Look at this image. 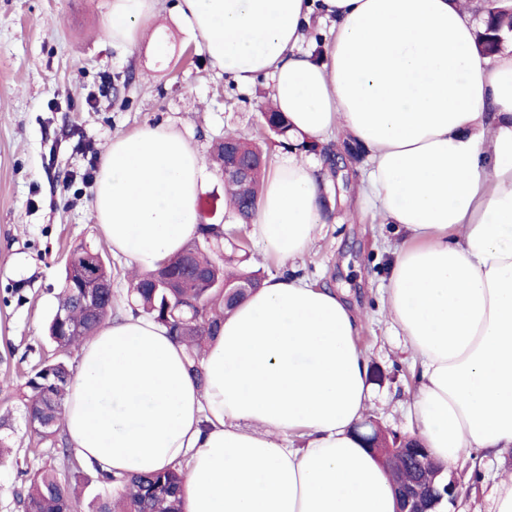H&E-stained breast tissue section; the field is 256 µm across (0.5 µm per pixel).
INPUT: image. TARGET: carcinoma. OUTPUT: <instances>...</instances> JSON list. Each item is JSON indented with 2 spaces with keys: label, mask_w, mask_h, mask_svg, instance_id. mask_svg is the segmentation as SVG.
Returning a JSON list of instances; mask_svg holds the SVG:
<instances>
[{
  "label": "carcinoma",
  "mask_w": 512,
  "mask_h": 512,
  "mask_svg": "<svg viewBox=\"0 0 512 512\" xmlns=\"http://www.w3.org/2000/svg\"><path fill=\"white\" fill-rule=\"evenodd\" d=\"M486 12L484 27L476 32V47L480 54L492 55L512 35V6H493ZM262 117L266 131L278 137L279 146L285 150L293 148L282 113L270 106L262 112ZM228 145L243 158L267 154L265 142L226 130L215 141L210 154L211 161L221 171ZM298 150L322 155L326 181L336 180V141L306 140L298 144ZM263 176V166L256 165L247 181H224L228 212L244 226L256 216ZM72 254L78 256V263L64 269L58 306L48 326V338L61 356L44 362L28 376L25 395L26 415L36 421L32 433L41 441L60 446L64 454L68 445L60 431L71 377L67 359L115 312L114 301L108 296L94 302L91 309L81 302L84 261L94 259L98 251L81 244ZM248 259L249 251L241 237L233 236L221 223L200 224L196 236L178 255L149 273L127 274V295L133 303L132 310L139 309L149 315L167 329L176 343L184 346L189 370L200 384L204 383L200 367L203 352L219 335L224 315L260 287L264 279L259 269L240 268ZM245 284L249 285L247 293L235 291ZM388 442L395 447L390 470L393 480L407 487L431 490L434 475L446 466L432 460L426 451L415 454L400 451L399 446L409 443L406 435L395 434ZM79 481L77 473L63 476L54 468L35 471L25 496L20 499L23 512H69L74 508L73 497ZM182 483L183 473L176 469L114 477L116 498L99 502L93 512H183Z\"/></svg>",
  "instance_id": "1"
}]
</instances>
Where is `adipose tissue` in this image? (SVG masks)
<instances>
[{"label":"adipose tissue","mask_w":512,"mask_h":512,"mask_svg":"<svg viewBox=\"0 0 512 512\" xmlns=\"http://www.w3.org/2000/svg\"><path fill=\"white\" fill-rule=\"evenodd\" d=\"M156 0H112L105 28L135 46ZM180 20L239 88L269 79L295 135H352L361 194L404 232L383 309L418 360L407 410L432 456L512 447V45L475 46L458 0H182ZM330 22L320 56L302 44ZM320 163H269L252 233L285 262L319 233ZM205 179L180 131L114 137L94 215L114 255L148 272L200 223ZM362 319L336 290L267 278L224 320L189 375L183 346L142 314L81 346L63 430L119 475L184 466V512H396L382 466L354 434L373 406ZM301 445H294V438Z\"/></svg>","instance_id":"ef3b65f1"}]
</instances>
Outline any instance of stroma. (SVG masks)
<instances>
[{
  "label": "stroma",
  "mask_w": 512,
  "mask_h": 512,
  "mask_svg": "<svg viewBox=\"0 0 512 512\" xmlns=\"http://www.w3.org/2000/svg\"><path fill=\"white\" fill-rule=\"evenodd\" d=\"M112 0H0V512H21L29 472L54 464L82 471L80 512L114 489L76 454L38 442L23 412L19 389L54 346L46 325L56 308L70 250L97 249L112 268L117 310H126L123 259L112 253L92 216L96 175L114 136L164 124L187 135L200 155L225 130L257 136L270 82L239 90L216 74L199 44L183 31L175 0H159L140 43L113 46L103 30ZM368 158L347 160L329 186L332 208L312 247L282 264L250 245L249 263L268 275L290 270L309 282L349 291L360 311L359 343L370 368L383 377L369 413L385 430L405 435L404 407L419 367L398 347L395 327L381 307L397 235L361 199ZM512 472V448L498 457H460L447 469L457 497L447 512H492L493 474Z\"/></svg>",
  "instance_id": "1"
}]
</instances>
